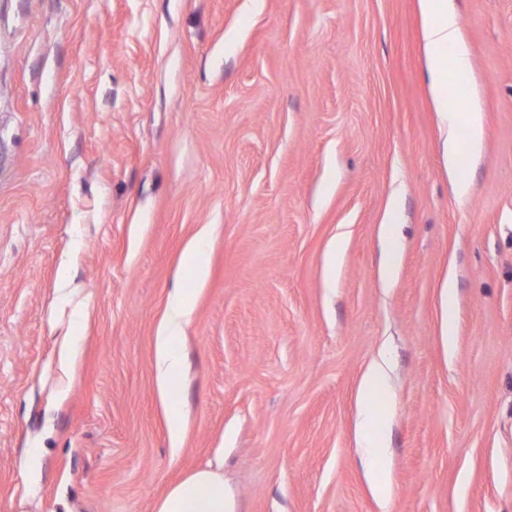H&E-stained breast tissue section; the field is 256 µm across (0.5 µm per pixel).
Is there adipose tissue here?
<instances>
[{
	"mask_svg": "<svg viewBox=\"0 0 512 512\" xmlns=\"http://www.w3.org/2000/svg\"><path fill=\"white\" fill-rule=\"evenodd\" d=\"M423 20L425 71L432 105L443 131L444 159L449 173H456L462 149L476 151L482 141L481 112L472 97L466 96L452 80L451 66H464L459 54L460 27L456 15L449 10L448 0H418ZM457 50L456 59H449V50ZM192 312V297L185 289H175L154 342L155 364L161 394L169 404L166 425L171 444H178L185 423L175 405L180 392L181 355L176 347L183 336ZM390 364L385 355H378L366 368L359 389L361 408L358 432L362 446L373 463L383 459L384 435L381 416L371 397L384 386ZM156 512H228L224 499V475L207 466L173 485L162 498Z\"/></svg>",
	"mask_w": 512,
	"mask_h": 512,
	"instance_id": "1",
	"label": "adipose tissue"
}]
</instances>
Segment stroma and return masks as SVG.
<instances>
[{"label":"stroma","instance_id":"1","mask_svg":"<svg viewBox=\"0 0 512 512\" xmlns=\"http://www.w3.org/2000/svg\"><path fill=\"white\" fill-rule=\"evenodd\" d=\"M452 5L484 123L464 200L417 0H0V512H155L208 464L229 512H512V0ZM382 348L379 495L356 423ZM204 234L205 231H201V238L189 244L180 256L181 269L191 272L197 281L205 278L208 271V260L202 239ZM440 288L442 306L440 333L445 348L450 351L454 348L457 332L456 320L453 314L456 298V284L453 275L446 276ZM192 297L184 288H175L169 295L168 307L154 342L155 364L161 394L170 404L166 425L172 448H176L185 429L179 409L175 406L180 392V351L176 342L184 335L192 308Z\"/></svg>","mask_w":512,"mask_h":512}]
</instances>
